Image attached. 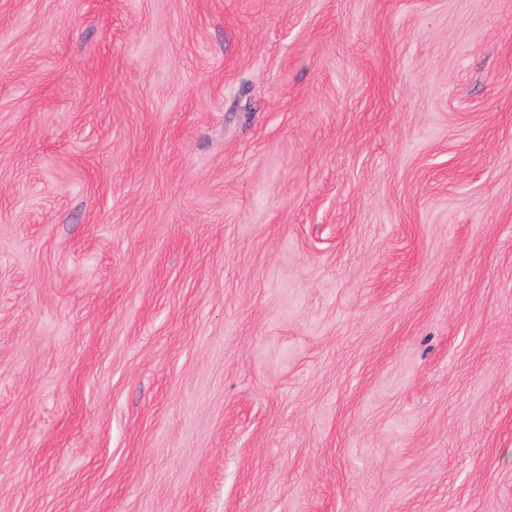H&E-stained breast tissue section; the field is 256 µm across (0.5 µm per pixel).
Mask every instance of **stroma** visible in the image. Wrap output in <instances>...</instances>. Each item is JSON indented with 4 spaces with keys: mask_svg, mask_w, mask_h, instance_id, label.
Masks as SVG:
<instances>
[{
    "mask_svg": "<svg viewBox=\"0 0 512 512\" xmlns=\"http://www.w3.org/2000/svg\"><path fill=\"white\" fill-rule=\"evenodd\" d=\"M0 512H512V0H0Z\"/></svg>",
    "mask_w": 512,
    "mask_h": 512,
    "instance_id": "35a3bbf8",
    "label": "stroma"
}]
</instances>
